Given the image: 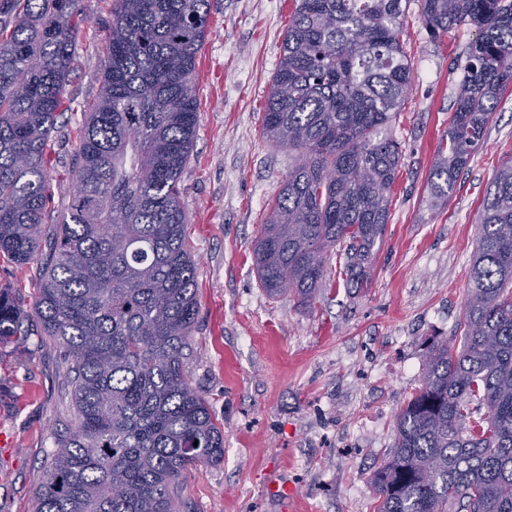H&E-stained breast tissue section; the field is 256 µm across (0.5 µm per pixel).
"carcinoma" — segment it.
<instances>
[{
  "label": "carcinoma",
  "instance_id": "1",
  "mask_svg": "<svg viewBox=\"0 0 512 512\" xmlns=\"http://www.w3.org/2000/svg\"><path fill=\"white\" fill-rule=\"evenodd\" d=\"M403 0H293L264 114L299 163L269 204L254 248L261 287L315 300L340 274L368 284L400 174L388 134L412 88ZM433 39L479 36L429 173L433 201L458 174L512 85V0H418ZM210 0H112L101 87L65 97L81 0H0V257L24 265L50 203L57 118L80 111L74 187L45 262L43 335L72 354L75 427L53 454L37 512H177L174 488L224 459V430L181 355L197 315L196 267L179 183L197 120L194 82ZM461 343L433 340L372 477L379 512H512V161L484 194ZM0 288V347L22 335Z\"/></svg>",
  "mask_w": 512,
  "mask_h": 512
}]
</instances>
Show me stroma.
Wrapping results in <instances>:
<instances>
[{
  "mask_svg": "<svg viewBox=\"0 0 512 512\" xmlns=\"http://www.w3.org/2000/svg\"><path fill=\"white\" fill-rule=\"evenodd\" d=\"M84 9L66 94L90 102L112 0H84ZM403 9L413 81L391 126L402 168L371 285L346 287L334 257L329 286L302 308L266 294L253 255L268 204L298 161L263 133L292 0H210L196 65V136L180 182L197 280L183 364L224 429V458L181 481L179 512H283L275 483L296 486L295 512H376L371 476L393 450L426 346L458 334L484 192L512 160V86L447 203L432 206L429 172L478 31L461 25L435 41L417 0ZM80 121L62 114L52 135L44 254L69 203ZM40 274L39 261L0 258V286L20 293L29 316L27 334L0 348V434L14 442L0 452V512H35L46 464L75 426L67 352L40 334Z\"/></svg>",
  "mask_w": 512,
  "mask_h": 512,
  "instance_id": "35a3bbf8",
  "label": "stroma"
}]
</instances>
